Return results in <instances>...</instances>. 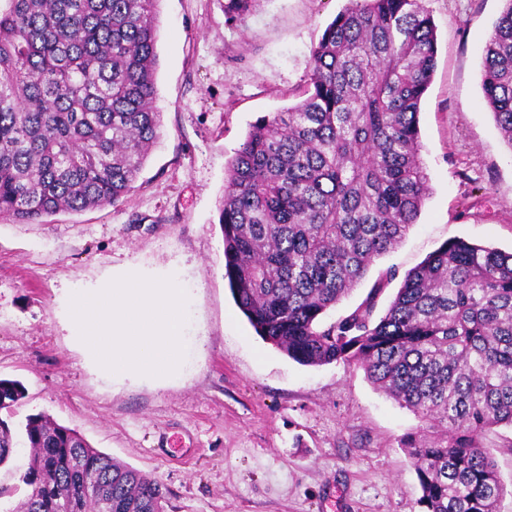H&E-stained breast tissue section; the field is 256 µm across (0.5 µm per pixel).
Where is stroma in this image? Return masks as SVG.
<instances>
[{
    "label": "stroma",
    "mask_w": 512,
    "mask_h": 512,
    "mask_svg": "<svg viewBox=\"0 0 512 512\" xmlns=\"http://www.w3.org/2000/svg\"><path fill=\"white\" fill-rule=\"evenodd\" d=\"M347 0H161L159 139L119 206L0 221V378L25 396L14 424L50 414L167 487L173 512H422L403 442L423 424L353 362L303 366L258 336L224 278V165L259 117L296 103L310 51ZM437 35L419 113L431 191L405 239L330 313L354 309L453 238L512 252V146L481 89L482 49L503 0H423ZM178 268L194 295L181 375L115 383L63 327L65 291ZM512 512V427L487 430Z\"/></svg>",
    "instance_id": "1"
}]
</instances>
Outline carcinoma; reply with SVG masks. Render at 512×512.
<instances>
[{
  "mask_svg": "<svg viewBox=\"0 0 512 512\" xmlns=\"http://www.w3.org/2000/svg\"><path fill=\"white\" fill-rule=\"evenodd\" d=\"M0 220L118 206L158 138L160 0H4ZM254 0H226L240 21ZM421 0H349L310 51L304 99L265 115L228 158L224 277L256 333L301 365L360 364L436 429L404 443L423 512H500L482 434L512 427V253L445 242L373 320L383 282L327 312L398 246L429 195L418 114L436 58ZM482 90L512 145V0L484 46ZM24 397L0 379V411ZM30 449L17 512H170L157 480L46 413L0 418V465Z\"/></svg>",
  "mask_w": 512,
  "mask_h": 512,
  "instance_id": "cac0c4a2",
  "label": "carcinoma"
}]
</instances>
